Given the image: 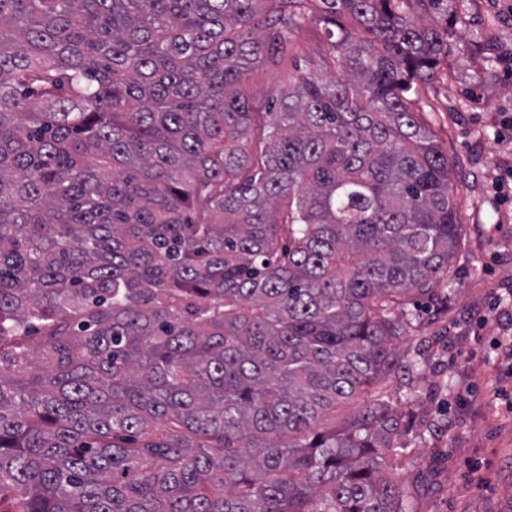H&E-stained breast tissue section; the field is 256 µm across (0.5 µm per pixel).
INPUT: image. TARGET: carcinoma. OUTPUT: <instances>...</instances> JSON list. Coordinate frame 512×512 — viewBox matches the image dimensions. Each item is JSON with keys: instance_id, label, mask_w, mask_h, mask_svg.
Wrapping results in <instances>:
<instances>
[{"instance_id": "1", "label": "carcinoma", "mask_w": 512, "mask_h": 512, "mask_svg": "<svg viewBox=\"0 0 512 512\" xmlns=\"http://www.w3.org/2000/svg\"><path fill=\"white\" fill-rule=\"evenodd\" d=\"M444 2L0 0V512H411L384 396L460 243L415 108ZM296 40L301 48L303 59L318 63L331 49V43L323 28L311 26L297 31ZM259 93L255 102V112H267L272 98H276L283 84V77L276 73H270L264 68L256 69L248 75Z\"/></svg>"}]
</instances>
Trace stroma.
<instances>
[{
	"instance_id": "1",
	"label": "stroma",
	"mask_w": 512,
	"mask_h": 512,
	"mask_svg": "<svg viewBox=\"0 0 512 512\" xmlns=\"http://www.w3.org/2000/svg\"><path fill=\"white\" fill-rule=\"evenodd\" d=\"M471 18L448 40V73L423 105L453 164L462 243L451 278L411 294V323L397 350L411 375L386 390L405 413L411 456L399 478L418 483L413 512H512V201L495 186L512 176V70L483 64L480 46L512 50V0H461Z\"/></svg>"
}]
</instances>
